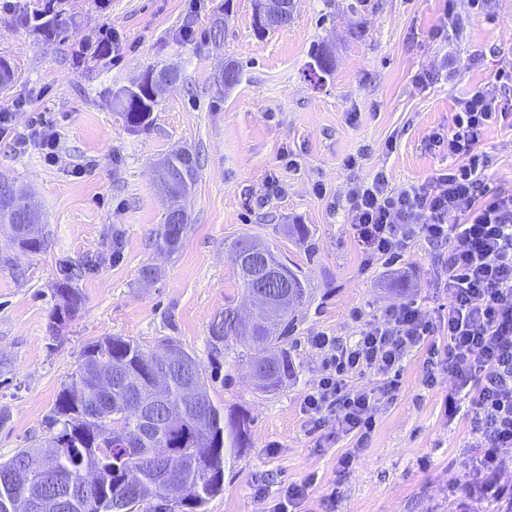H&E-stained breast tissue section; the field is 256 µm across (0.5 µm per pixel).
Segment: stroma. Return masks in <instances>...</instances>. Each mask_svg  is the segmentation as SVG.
<instances>
[{"instance_id":"1","label":"stroma","mask_w":512,"mask_h":512,"mask_svg":"<svg viewBox=\"0 0 512 512\" xmlns=\"http://www.w3.org/2000/svg\"><path fill=\"white\" fill-rule=\"evenodd\" d=\"M223 0H68L81 33L107 29L112 57L84 64L69 45L19 27L20 0H0V55L17 67L0 94L12 113L0 137V174L34 197L41 251L13 247L0 231V462L49 434L48 420L85 347L120 336L152 349L174 339L203 372L209 399L249 419L250 446L224 467V490L201 512H272L284 489L310 481L291 512H471L497 507L469 498L471 395L449 409L448 245L418 239L394 266L365 265L351 228L347 191L385 172L391 186L424 182L448 167L431 146L447 132L456 102L495 91L505 112L479 145L490 188L512 191V0H294L287 27L256 36L254 0H232L221 49L205 39ZM334 57L332 75L315 78V48ZM234 62L238 84L218 81ZM182 72L152 114L133 131L112 106L119 89L152 67ZM57 137L58 160L18 145L31 123ZM395 149H388V142ZM186 148L200 159L183 200L190 223L180 248L157 251L166 202L155 167ZM304 224L299 242L288 227ZM251 236L308 278L311 300L288 342L296 379L272 393L256 390L241 347L213 352L209 329L227 302L242 315L230 244ZM156 269L153 281L140 271ZM81 269L71 278L72 269ZM71 278L83 298L54 329L55 286ZM414 300L438 348L411 351L388 375L351 374V389H382L367 439L342 432L334 410L311 429L305 396L318 384L325 354L315 337L352 344L363 324ZM433 384H426V374ZM351 466H342L346 454Z\"/></svg>"}]
</instances>
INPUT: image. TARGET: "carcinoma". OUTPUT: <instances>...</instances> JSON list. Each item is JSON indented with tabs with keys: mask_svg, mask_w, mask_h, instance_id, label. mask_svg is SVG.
<instances>
[{
	"mask_svg": "<svg viewBox=\"0 0 512 512\" xmlns=\"http://www.w3.org/2000/svg\"><path fill=\"white\" fill-rule=\"evenodd\" d=\"M65 0H34L33 6L19 9L17 20L20 25L38 31L49 41L66 42L80 23L74 16L64 17ZM229 3H224L210 19L208 36L210 40L224 39V16L229 14ZM77 55L89 62L98 63L109 58L111 48L105 31L83 36L77 42ZM15 67L0 56V93L9 90L15 80ZM123 116L127 128L144 129L150 125L151 114L158 105L155 86L144 85L138 103L124 104L118 97L112 99ZM185 151L168 154L162 167L178 175L172 193L182 196L188 193L198 178V162L183 161ZM26 189L11 182L9 196L0 195V224L9 226L13 243L20 249L38 251L42 240L31 235L26 220ZM187 222L172 224L165 220L155 238L158 250L174 252L181 246L186 235ZM302 288L297 290L293 302L275 309L271 314L261 316L248 329L240 330L235 324L234 308L224 307V314L212 323L210 343L213 349L228 345L229 340L245 341L244 358L261 376L256 389L268 393L280 389L295 377V367L288 354V334L295 328L297 313L310 297L309 282L301 278ZM67 281L57 284L56 295L61 302L55 310L54 322L72 318L79 309L80 294L70 291ZM107 352L119 376L112 379V408L106 407L93 415L89 406L99 399L95 392L89 366H79L76 375L64 385L57 399L49 427H58V432L34 448H24L10 460L0 462V501L10 497H23L32 488L33 474L38 465L40 450L48 448L51 442L68 438L69 446L64 448L59 471L47 480L44 492L54 497L64 491L75 494L91 491L103 507L112 512H129L138 503L154 496L171 497L179 506L201 507L206 501L224 488V464L244 448L249 447V428L245 416L236 413L224 414V408L212 402L207 403L209 421L199 426L190 416L171 417L161 404H153L154 431L164 438L171 447L186 453L190 465L183 471H163L161 463L150 457L143 447H126L123 432L116 430L122 424L126 404L135 399L148 400L151 391L148 383L137 389L126 380V371L134 370L146 377L158 366L149 359L151 350L120 336H108L89 344L83 357L92 358L97 352ZM95 454L102 466L113 473L110 480L100 487H88L79 482L80 460Z\"/></svg>",
	"mask_w": 512,
	"mask_h": 512,
	"instance_id": "carcinoma-1",
	"label": "carcinoma"
}]
</instances>
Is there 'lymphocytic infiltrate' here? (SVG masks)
<instances>
[{
	"label": "lymphocytic infiltrate",
	"mask_w": 512,
	"mask_h": 512,
	"mask_svg": "<svg viewBox=\"0 0 512 512\" xmlns=\"http://www.w3.org/2000/svg\"><path fill=\"white\" fill-rule=\"evenodd\" d=\"M496 95L478 90L457 102L447 133H433L453 163L428 181L394 191L384 172L354 183L347 196L349 219L364 246L366 264L399 260L407 244L421 238L449 246L448 372L461 387L475 386L472 432L478 455L471 462L472 486L480 498L512 506V486L501 483L502 449L512 447V192L491 189L478 145L497 122ZM432 331L416 301L390 309L384 320L362 328L356 342L333 353L327 374L304 399L312 428L323 410H337L341 431L371 433L380 399L348 388L345 376L370 370L388 374Z\"/></svg>",
	"instance_id": "lymphocytic-infiltrate-1"
}]
</instances>
